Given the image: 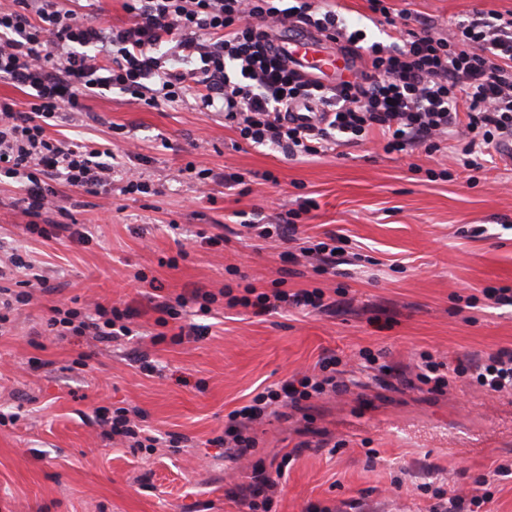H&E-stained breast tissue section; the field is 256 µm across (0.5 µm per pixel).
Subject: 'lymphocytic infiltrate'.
<instances>
[{"mask_svg": "<svg viewBox=\"0 0 512 512\" xmlns=\"http://www.w3.org/2000/svg\"><path fill=\"white\" fill-rule=\"evenodd\" d=\"M81 0H11L0 7V80L25 98L0 99V176L18 180L26 234L50 240H84L71 224L43 221L56 208L60 188L110 194L111 149L53 137L62 113L86 111L98 90L129 95L150 107L191 96L203 112H219L243 139L285 156H315L380 137L386 153L435 147L452 129L465 137L464 166L481 170L486 155L512 144V12L489 11L452 30L409 28L401 12L389 44L367 43L350 29L341 8L327 0H123L125 26L109 28L85 18ZM295 27L336 45L358 67L353 79L324 85L288 65L271 34ZM256 314L281 309L325 311L321 289L288 292L249 286L212 292L152 295L158 325L180 319L186 308L211 312L214 304ZM47 327L57 336L92 335L108 342L127 335L134 310L96 305L94 315L60 302ZM343 361L323 358L317 371L266 387L230 411L220 439L224 453L240 458L256 448L252 426L275 407L301 408L313 397L346 386ZM466 378L490 393H512V348L448 363L425 351L402 385L442 393ZM138 407L100 413L112 438L131 448L154 449L156 437L141 424Z\"/></svg>", "mask_w": 512, "mask_h": 512, "instance_id": "obj_1", "label": "lymphocytic infiltrate"}]
</instances>
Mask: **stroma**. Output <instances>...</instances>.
Wrapping results in <instances>:
<instances>
[{"label":"stroma","instance_id":"stroma-1","mask_svg":"<svg viewBox=\"0 0 512 512\" xmlns=\"http://www.w3.org/2000/svg\"><path fill=\"white\" fill-rule=\"evenodd\" d=\"M388 4L443 28L512 11V0ZM87 105L51 135L105 144L114 126H125L131 149L117 151L115 165L142 173L154 192L61 189L70 220L93 236L84 246L26 235L17 184L0 180V256L25 251L51 287L0 326V512H246L237 485L249 482L255 464L287 453L272 512H323L354 499L368 512H428L419 484L469 490L497 464H512V395L464 380L444 394L398 383L423 351L453 358L512 347V308L490 306L483 295L512 289L511 158L495 156L475 173L451 163L445 177L432 176L437 163L424 149L387 154L372 140L289 159L251 145L190 99L151 108L102 91ZM199 167L243 173L248 190L218 187L214 202L198 199ZM285 210L298 212L302 240L344 237L337 273L291 264L288 244L247 234L245 223L273 224ZM203 232L223 234V247L203 245ZM227 284L237 295L250 284L320 288L335 296L336 310L256 316L219 304L156 326L152 292ZM60 300L88 314L98 303L128 304L137 312L133 333L111 343L44 335ZM192 324L200 337H179ZM362 349L382 352L388 374L313 399L307 412L267 417L255 427L258 450L244 458H226L214 445L226 415L253 390L323 356ZM143 355L155 374L140 370ZM129 406L158 435L184 436L183 447L135 452L105 436L96 409Z\"/></svg>","mask_w":512,"mask_h":512}]
</instances>
